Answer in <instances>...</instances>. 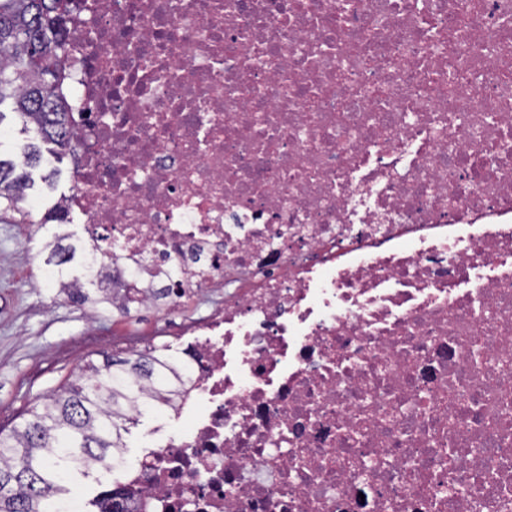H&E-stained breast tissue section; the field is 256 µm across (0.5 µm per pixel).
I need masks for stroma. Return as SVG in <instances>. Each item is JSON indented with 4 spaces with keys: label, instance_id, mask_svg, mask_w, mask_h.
<instances>
[{
    "label": "stroma",
    "instance_id": "1",
    "mask_svg": "<svg viewBox=\"0 0 512 512\" xmlns=\"http://www.w3.org/2000/svg\"><path fill=\"white\" fill-rule=\"evenodd\" d=\"M72 164L70 156L47 154L33 169L35 197L30 206L36 216L71 192ZM50 171L56 177L49 187L41 176ZM54 233V224H16L0 215V429L5 431L22 423L35 399L66 377L100 361L102 353L126 357L141 350L162 325L155 312L133 318L108 308L94 312L55 289L35 286L47 256L45 244ZM181 427V421L162 413L141 418L128 436L129 463H137L150 447L164 444Z\"/></svg>",
    "mask_w": 512,
    "mask_h": 512
}]
</instances>
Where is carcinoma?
<instances>
[{
    "instance_id": "cac0c4a2",
    "label": "carcinoma",
    "mask_w": 512,
    "mask_h": 512,
    "mask_svg": "<svg viewBox=\"0 0 512 512\" xmlns=\"http://www.w3.org/2000/svg\"><path fill=\"white\" fill-rule=\"evenodd\" d=\"M78 0H0V123L14 114L21 132H34L53 145L57 155H76L71 134L75 110L66 93L65 62L75 48L68 24ZM15 159L0 157V213L18 215L31 224V212L20 195L28 183L22 167L37 166L38 144L20 145ZM59 237L46 264L55 277L71 278L69 299L78 305H106L112 289L88 267L71 268L70 248ZM180 360L169 345L128 357H106L88 364L86 373L67 379L37 398L27 418L11 433L0 430V512H49L78 475L92 467L124 458L126 435L139 418L173 407L178 391L167 384ZM136 494L115 485L112 506L92 502L89 512H118L119 503Z\"/></svg>"
}]
</instances>
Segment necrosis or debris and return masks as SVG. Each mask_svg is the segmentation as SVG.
<instances>
[{"instance_id":"obj_1","label":"necrosis or debris","mask_w":512,"mask_h":512,"mask_svg":"<svg viewBox=\"0 0 512 512\" xmlns=\"http://www.w3.org/2000/svg\"><path fill=\"white\" fill-rule=\"evenodd\" d=\"M68 77L116 307L212 288L128 512H512V0H98Z\"/></svg>"}]
</instances>
